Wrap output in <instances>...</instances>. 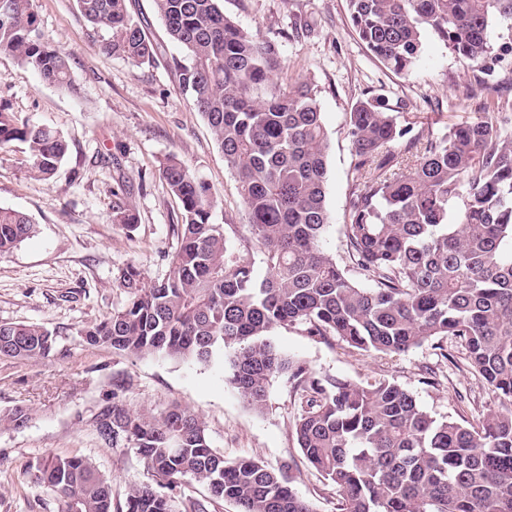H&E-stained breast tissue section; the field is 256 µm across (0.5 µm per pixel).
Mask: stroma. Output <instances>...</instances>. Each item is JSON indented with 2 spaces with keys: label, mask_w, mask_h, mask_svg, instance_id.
Instances as JSON below:
<instances>
[{
  "label": "stroma",
  "mask_w": 512,
  "mask_h": 512,
  "mask_svg": "<svg viewBox=\"0 0 512 512\" xmlns=\"http://www.w3.org/2000/svg\"><path fill=\"white\" fill-rule=\"evenodd\" d=\"M152 40V62L133 65L104 54L100 30L81 15L76 0H36L40 30L69 61L70 89L43 81L13 56L0 54V105L22 120L49 127L69 144L51 182L35 178L23 145L0 148V207L26 214L29 239L0 254V322L40 323L56 335L45 359L0 357V415L23 407L26 426H0V512H59L55 493L30 469L47 453L90 459L112 483L113 512H123L133 485L151 482L132 449L111 446L95 418L112 401V385L125 379L123 404L163 411L179 404L198 412L213 448L225 459L255 458L271 467L290 463L293 486L314 512H337L335 488L304 459L293 429L298 396L287 376L272 379L266 408L249 410L218 366L159 356L121 355L83 342L80 332L122 306L118 277L135 265L146 279L163 276L177 246L181 208L163 181L168 156L206 180L213 193L212 221L226 239L263 270L237 182L200 112L179 93L173 43L153 0H128ZM227 17L244 31L278 38L285 72L311 81L329 137L326 248L346 260L343 224L353 185L347 114L356 101L385 94L416 131L442 135L473 121L483 107L512 113V57L498 77L475 82L471 71L429 30L422 53L405 77L395 75L360 42L346 0H222ZM307 16L310 35L295 36ZM124 200L135 230L113 223L112 205ZM277 348L320 376L367 385L388 379L414 392L435 417L475 419L493 404L485 382L472 374L455 340L448 358L434 342L401 354H369L338 339L322 340L302 328L273 332Z\"/></svg>",
  "instance_id": "obj_1"
}]
</instances>
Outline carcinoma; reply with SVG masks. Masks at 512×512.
I'll list each match as a JSON object with an SVG mask.
<instances>
[{
  "instance_id": "obj_1",
  "label": "carcinoma",
  "mask_w": 512,
  "mask_h": 512,
  "mask_svg": "<svg viewBox=\"0 0 512 512\" xmlns=\"http://www.w3.org/2000/svg\"><path fill=\"white\" fill-rule=\"evenodd\" d=\"M222 0H154L166 33L187 53L179 89L207 120L234 174L264 274L212 223L210 185L174 157L160 174L180 202L182 224L167 273L147 282L130 265L119 276L123 305L81 331L90 346L119 354L222 364L224 379L261 413L273 378L288 374L299 394L295 420L308 464L338 493V512H512V117L487 107L441 136L413 133L382 94L347 115L354 188L343 224L351 268L323 249L329 138L312 83L284 80L276 39L250 34L224 15ZM106 32L99 48L140 65L154 47L127 0H77ZM360 41L398 76L411 74L432 30L471 69L493 76L512 40V0H348ZM0 53L47 83L71 87L68 62L39 32L34 0H0ZM419 155L402 171L392 144ZM25 145L31 169L49 181L68 154L56 131L0 108V147ZM121 200L112 223L133 228ZM34 223L0 207V253L28 238ZM300 326L361 351L406 352L434 339L461 341L471 373L497 407L477 422L436 418L401 385L318 376L280 353L271 332ZM54 333L33 323H0V356L46 358ZM112 391L96 417L98 435L136 451L155 484L130 488L125 512H313L291 485V466L228 461L202 418L175 405L156 416L132 411ZM29 420L17 407L0 424ZM36 479L59 496L60 512H112V482L81 456L48 454ZM209 504L182 498L183 480Z\"/></svg>"
}]
</instances>
